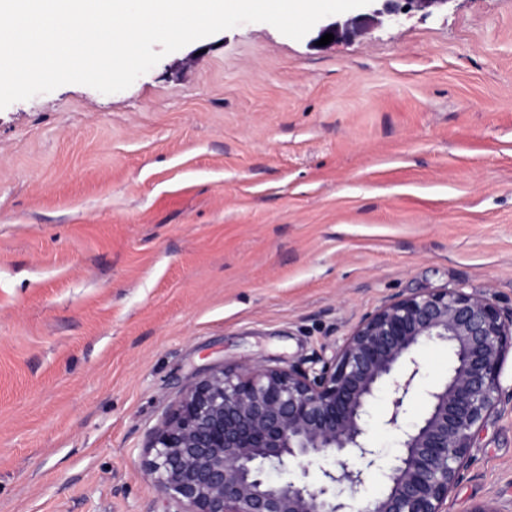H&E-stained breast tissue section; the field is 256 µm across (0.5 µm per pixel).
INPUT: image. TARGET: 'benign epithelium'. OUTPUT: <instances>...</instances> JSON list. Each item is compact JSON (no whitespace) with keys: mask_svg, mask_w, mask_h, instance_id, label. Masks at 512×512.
Instances as JSON below:
<instances>
[{"mask_svg":"<svg viewBox=\"0 0 512 512\" xmlns=\"http://www.w3.org/2000/svg\"><path fill=\"white\" fill-rule=\"evenodd\" d=\"M383 8L322 24L313 38L365 35L404 10L449 0H383ZM425 344L448 348L446 379L426 391L425 411L402 432L401 454L382 471L384 492L356 501L378 467L365 427L377 393L390 389L384 424L400 428L421 375ZM512 354V308L462 288L399 295L364 315L333 348L288 367H216L186 390L148 444L144 472L172 512H445L470 463L474 436L512 403L501 385ZM332 456L320 483L309 466ZM299 467L274 482L270 471Z\"/></svg>","mask_w":512,"mask_h":512,"instance_id":"1","label":"benign epithelium"}]
</instances>
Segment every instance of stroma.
<instances>
[{
  "label": "stroma",
  "instance_id": "1",
  "mask_svg": "<svg viewBox=\"0 0 512 512\" xmlns=\"http://www.w3.org/2000/svg\"><path fill=\"white\" fill-rule=\"evenodd\" d=\"M443 288L512 308V0L322 48L245 23L124 91L0 109V512H164L148 438L211 368L298 363ZM417 359L409 424L448 374ZM479 500L512 512L510 403L447 512Z\"/></svg>",
  "mask_w": 512,
  "mask_h": 512
}]
</instances>
